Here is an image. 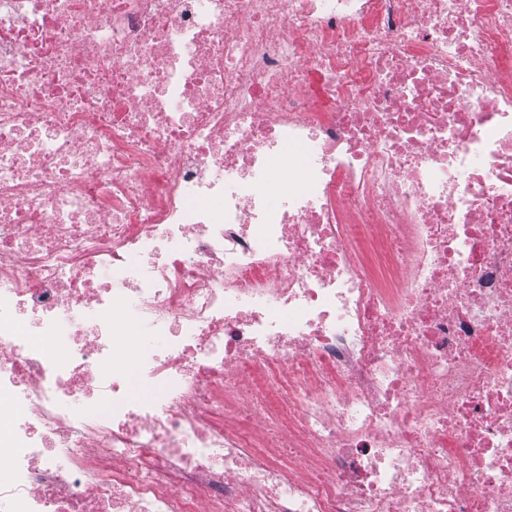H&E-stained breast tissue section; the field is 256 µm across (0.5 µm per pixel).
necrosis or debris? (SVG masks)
<instances>
[{"instance_id":"obj_1","label":"necrosis or debris","mask_w":512,"mask_h":512,"mask_svg":"<svg viewBox=\"0 0 512 512\" xmlns=\"http://www.w3.org/2000/svg\"><path fill=\"white\" fill-rule=\"evenodd\" d=\"M0 512H512V0H0Z\"/></svg>"}]
</instances>
